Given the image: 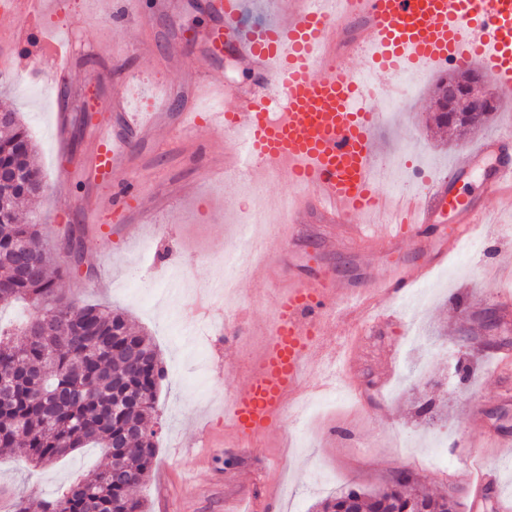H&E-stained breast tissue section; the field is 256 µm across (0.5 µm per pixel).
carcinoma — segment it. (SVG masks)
Returning a JSON list of instances; mask_svg holds the SVG:
<instances>
[{
  "label": "carcinoma",
  "mask_w": 512,
  "mask_h": 512,
  "mask_svg": "<svg viewBox=\"0 0 512 512\" xmlns=\"http://www.w3.org/2000/svg\"><path fill=\"white\" fill-rule=\"evenodd\" d=\"M477 76L441 79L432 120L468 134L485 127L493 105L467 102L455 112L447 88ZM0 305L24 302L32 316L0 325V454L45 466L80 448L110 459L88 478L35 503L18 497L13 512H144L132 491L144 484L156 455L157 393L165 369L150 339L109 306L67 296L58 281L75 269L40 225L17 222L23 202L43 191L33 162L36 144L13 109L0 108ZM324 512H457L451 493L433 498L401 472L374 494L349 489L322 503Z\"/></svg>",
  "instance_id": "obj_1"
}]
</instances>
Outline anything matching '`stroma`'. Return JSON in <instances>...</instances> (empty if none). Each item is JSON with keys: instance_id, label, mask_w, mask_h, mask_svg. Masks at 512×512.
<instances>
[{"instance_id": "obj_1", "label": "stroma", "mask_w": 512, "mask_h": 512, "mask_svg": "<svg viewBox=\"0 0 512 512\" xmlns=\"http://www.w3.org/2000/svg\"><path fill=\"white\" fill-rule=\"evenodd\" d=\"M206 0H116L104 13L94 0H63L45 19L58 39L69 40L70 70L57 69L41 42L0 56V101L20 112L36 142V163L46 187L23 218H37L45 239L74 236L81 268L60 284L63 293L123 311L134 328L151 337L167 369L158 401L157 449L149 480L136 495L145 512H318L324 499L348 489L384 488L401 470L440 495L455 491L458 512H470L466 477L476 466L494 473L497 498L484 512H512V461L500 456L499 440H512V370H498L497 352L512 348V315L498 296L512 293V279L489 277L498 250L512 249V218L491 204V222L479 251H459L421 285L419 310L393 308L391 318L356 337L347 384L308 392L284 425L252 447L225 435V407L245 382L252 354L265 338L275 291L241 281L224 331L196 327L200 292L224 277V248L245 234L264 238L270 256L290 251L352 283L396 270L402 256L372 257L337 250L331 230L310 215L298 239L285 241L266 225L243 232L253 192L211 177L203 162L190 161L188 143L158 132L138 144L117 181L140 186L150 221H134L123 239L106 231L112 214L97 224L84 219L90 195L89 148L101 123H113L112 99L138 76L137 101L155 109L184 111L203 75L226 86L251 79L232 55L206 57L199 46L211 26ZM146 41L151 54L127 52ZM440 78L429 71L378 131L392 159L419 165L422 174L446 172L461 149L502 133L512 121V97L501 101L489 124L464 138L427 126L425 117ZM94 120L81 125L82 107ZM433 401L431 414L417 412ZM483 449L470 460V446ZM235 458L225 467V458ZM101 449L82 448L45 467L22 466L0 455V512L15 497H42L105 465Z\"/></svg>"}]
</instances>
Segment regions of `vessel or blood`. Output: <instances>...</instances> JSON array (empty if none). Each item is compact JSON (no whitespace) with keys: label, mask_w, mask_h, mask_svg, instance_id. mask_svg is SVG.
I'll return each instance as SVG.
<instances>
[{"label":"vessel or blood","mask_w":512,"mask_h":512,"mask_svg":"<svg viewBox=\"0 0 512 512\" xmlns=\"http://www.w3.org/2000/svg\"><path fill=\"white\" fill-rule=\"evenodd\" d=\"M60 6V0H0V12L19 20L13 36L19 48L41 38L44 15ZM246 7L245 0H207L216 25L204 50L232 52L253 72L252 88L230 91L214 78L201 79L199 97L218 99L217 108L203 115L182 112L173 121L164 112L127 111L124 96H117L122 126L100 125L93 144L88 218L113 213L117 222L109 231L123 236L127 218L141 208L138 188L114 181L132 155L129 133L150 139L163 126L178 136L204 127L218 138L204 147L190 145V160L218 154L225 173L248 172L254 185H293L283 212L289 234L314 212L337 229L342 245L360 242L380 252L408 244L419 249L420 259L358 286L315 264H296L290 254L280 256L290 276L278 291L266 343L251 358L226 417L231 438L243 447L284 421L311 370L332 368V377L319 383L323 389L341 378L342 361L325 335L328 316L338 315L353 334L363 333L377 320L382 300L411 297L480 232L486 199L512 187V146L492 137L462 150L446 175L396 195L381 190L386 150L378 130L384 115L369 95L375 86L401 98L394 75L402 69H465L476 62L496 93L511 97L512 0H288L274 18L254 24L244 20ZM364 74L372 85L361 82ZM275 99L281 111H271ZM476 172L484 201L460 199L458 183ZM444 214L453 229L438 237L434 229ZM476 480L470 509L483 512L494 478L485 472Z\"/></svg>","instance_id":"obj_1"}]
</instances>
